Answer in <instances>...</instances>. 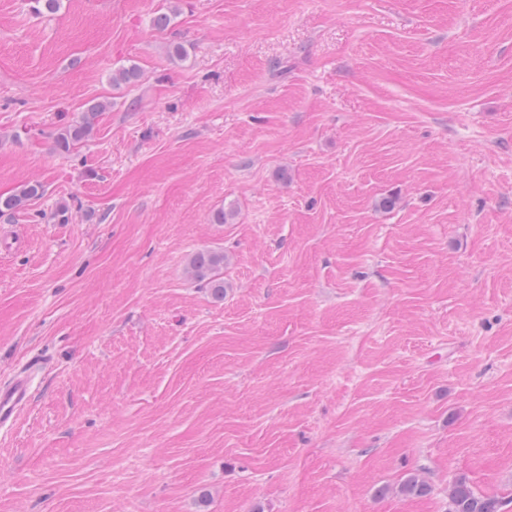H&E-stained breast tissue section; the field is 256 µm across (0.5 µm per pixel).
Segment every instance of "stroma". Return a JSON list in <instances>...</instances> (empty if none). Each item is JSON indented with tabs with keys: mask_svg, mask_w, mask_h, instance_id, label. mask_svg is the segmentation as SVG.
Instances as JSON below:
<instances>
[{
	"mask_svg": "<svg viewBox=\"0 0 512 512\" xmlns=\"http://www.w3.org/2000/svg\"><path fill=\"white\" fill-rule=\"evenodd\" d=\"M30 181L0 512H448L461 478L512 512V0H0V196ZM107 108L108 103H92L79 119L58 129L53 138L54 150L62 154L68 153L72 147L85 140L91 134L96 114L106 111ZM192 274L203 287L208 288L211 295L224 298V254L223 252L206 250L194 253L189 260ZM31 367L0 384V426L13 422L30 402L33 391L29 374Z\"/></svg>",
	"mask_w": 512,
	"mask_h": 512,
	"instance_id": "obj_1",
	"label": "stroma"
}]
</instances>
